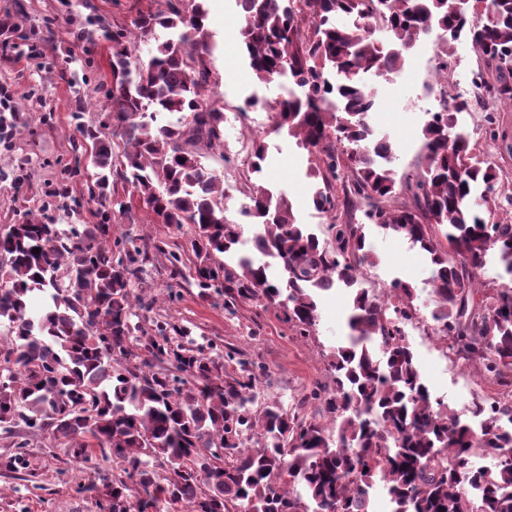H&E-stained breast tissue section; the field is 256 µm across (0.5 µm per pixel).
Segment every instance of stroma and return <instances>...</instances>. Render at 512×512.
Returning a JSON list of instances; mask_svg holds the SVG:
<instances>
[{
  "label": "stroma",
  "instance_id": "stroma-1",
  "mask_svg": "<svg viewBox=\"0 0 512 512\" xmlns=\"http://www.w3.org/2000/svg\"><path fill=\"white\" fill-rule=\"evenodd\" d=\"M206 6L214 44L213 68L220 79L213 98L229 122L224 126L223 152L207 153L204 163L223 180L225 217L239 221L248 202L241 191L245 149L261 139L268 150L260 181L287 195L299 223L322 228L329 217L310 203L314 187L309 176L311 157L295 139L275 132L267 111L283 95L282 86L256 83L242 52L235 0H206ZM165 7L166 0H0V20L8 16L22 20L17 34L0 37V85L14 90L16 111L30 118L21 134L0 144V171L9 173L21 164L28 175L19 191L10 181L0 180V224L15 222L25 209L39 207L49 185L59 180L63 165L72 162L76 134L71 114L76 99L86 100L88 120L110 114L112 42L108 32L130 26L139 12ZM441 45L438 32H431L416 43L400 75L375 80L378 105L371 123L390 137L395 150L392 166L398 176L415 177L420 170L422 127L429 113L439 111L442 99L455 98L457 88H466L470 108L462 115L463 127L472 141L489 146L504 178L500 191L512 197V110L480 99L474 82L480 76L491 79L492 72L464 37L454 44L448 85L437 86ZM253 95L265 101V109L245 108V100ZM489 112L494 113L501 134L491 143L485 138ZM116 224L119 232L161 240L171 247L186 245L193 234L188 224L175 229L153 223L148 209L136 198ZM365 226L378 258L375 265L362 270L366 285L381 290L395 279L407 282L416 292L415 304L421 314H429L434 307L430 267L419 248L408 240L386 236L375 226ZM145 282L153 314L172 316L191 326L195 338L238 348L264 367L269 373L263 385L267 397L288 406L314 384L332 385L327 354L346 332L347 291L323 296L317 330L304 338L274 305L242 303L230 315L221 302L199 299L196 288L187 284L181 287L180 301L169 302L170 280L163 261L148 269ZM408 340L434 398L461 413L474 399L494 395L496 384L473 367L447 359L424 331L410 330ZM48 446L45 439L29 440L34 482L0 473V512H100L96 495L76 489L77 482H90L95 472L73 467L63 450L52 452Z\"/></svg>",
  "mask_w": 512,
  "mask_h": 512
}]
</instances>
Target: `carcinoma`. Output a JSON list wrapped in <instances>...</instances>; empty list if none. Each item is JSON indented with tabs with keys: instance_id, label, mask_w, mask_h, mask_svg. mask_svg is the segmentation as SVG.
Wrapping results in <instances>:
<instances>
[{
	"instance_id": "cac0c4a2",
	"label": "carcinoma",
	"mask_w": 512,
	"mask_h": 512,
	"mask_svg": "<svg viewBox=\"0 0 512 512\" xmlns=\"http://www.w3.org/2000/svg\"><path fill=\"white\" fill-rule=\"evenodd\" d=\"M236 3L256 81L286 75L304 89L275 102L277 129L313 157L311 176L321 183L311 203L332 220L319 235L297 221L284 194L253 181L267 158L262 142L243 186L251 227L224 216L221 179L203 163L204 151L224 146V113L212 102L202 0H167V10L139 14L133 30L112 31V135L123 159L99 126L83 121L79 98L72 120L95 172L79 153L46 192L66 198L67 181L86 182L87 197L70 211L85 209L96 222L60 227L28 210L0 224V430L65 438L80 464L98 454L112 460V480L78 485L108 512H150L160 501L168 512H236L242 501L254 512H370L377 488L389 512H512V212L504 208L512 198L502 197L496 166L461 129L466 100L432 114L420 174L397 179L393 145L370 123L376 90L365 81L399 72L435 26L444 31L437 83L448 81L454 42L465 36L495 68V80L480 87L511 108L512 0H474L488 14L478 26L458 0ZM159 28L176 38L155 40L146 60L132 54L133 42ZM402 186L414 207L396 204ZM338 190L367 201L369 223L426 255L440 338L504 388L479 428L432 398L417 368L406 332L417 311L410 285L361 287V268L377 258L365 225L336 215ZM128 193L157 224L193 225L189 249L112 233ZM247 232L250 252L242 249ZM159 255L172 280L192 264L200 298L220 297L231 315L240 302L278 305L303 337L317 330L320 296L348 290L349 333L328 361L334 389L316 385L288 408L260 402L265 371L243 352L146 316L151 304L135 288ZM491 259L500 284L481 279ZM489 332L491 354L483 348ZM27 445L14 443L0 471L34 476ZM487 456L491 463L478 462Z\"/></svg>"
}]
</instances>
